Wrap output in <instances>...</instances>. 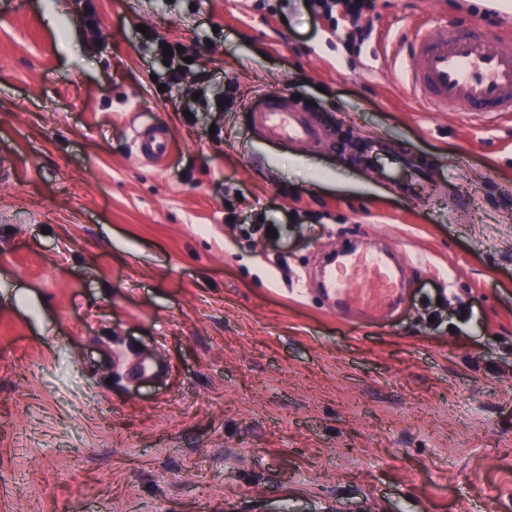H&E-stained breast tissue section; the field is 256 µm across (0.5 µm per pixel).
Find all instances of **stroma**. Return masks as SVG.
<instances>
[{"mask_svg":"<svg viewBox=\"0 0 512 512\" xmlns=\"http://www.w3.org/2000/svg\"><path fill=\"white\" fill-rule=\"evenodd\" d=\"M279 3L95 0L92 45L71 0H0V512H512V116L427 111L394 69L395 34L494 37L512 0ZM275 94L322 140L268 139L243 106ZM355 241L410 262L390 317L313 284ZM308 13L314 18L332 17L336 9L358 21L363 14L377 11L378 0H303ZM170 146V138L163 128L150 126L135 127L131 136L130 150L138 159L163 161Z\"/></svg>","mask_w":512,"mask_h":512,"instance_id":"stroma-1","label":"stroma"}]
</instances>
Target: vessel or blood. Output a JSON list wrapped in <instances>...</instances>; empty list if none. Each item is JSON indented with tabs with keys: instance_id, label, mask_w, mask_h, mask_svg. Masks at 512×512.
Listing matches in <instances>:
<instances>
[{
	"instance_id": "b4317fda",
	"label": "vessel or blood",
	"mask_w": 512,
	"mask_h": 512,
	"mask_svg": "<svg viewBox=\"0 0 512 512\" xmlns=\"http://www.w3.org/2000/svg\"><path fill=\"white\" fill-rule=\"evenodd\" d=\"M401 82L429 111L455 110L483 121L512 112V32L490 38L477 27L443 23L419 28L396 40ZM278 141L310 145L322 129L287 96H273L253 115ZM170 138L163 128H134L130 150L139 159L163 161ZM324 288L341 307L377 312L391 302L401 279L394 265L364 250L337 258L321 271Z\"/></svg>"
}]
</instances>
